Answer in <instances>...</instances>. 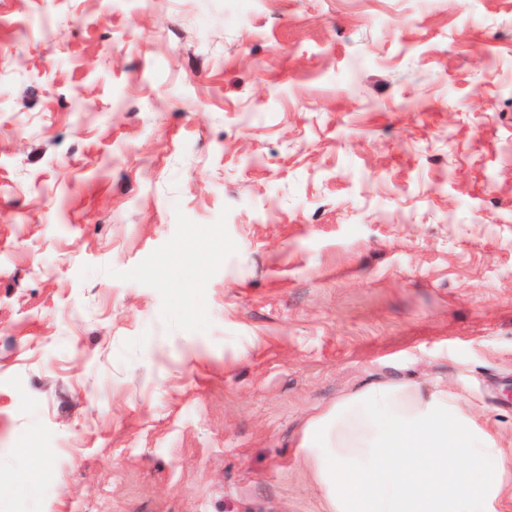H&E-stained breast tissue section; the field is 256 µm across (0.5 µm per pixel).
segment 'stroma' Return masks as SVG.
Listing matches in <instances>:
<instances>
[{"instance_id": "35a3bbf8", "label": "stroma", "mask_w": 512, "mask_h": 512, "mask_svg": "<svg viewBox=\"0 0 512 512\" xmlns=\"http://www.w3.org/2000/svg\"><path fill=\"white\" fill-rule=\"evenodd\" d=\"M405 380L512 461V0H0V512H326Z\"/></svg>"}]
</instances>
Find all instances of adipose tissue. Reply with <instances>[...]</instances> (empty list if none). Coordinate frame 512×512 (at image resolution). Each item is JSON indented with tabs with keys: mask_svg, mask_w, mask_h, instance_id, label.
<instances>
[{
	"mask_svg": "<svg viewBox=\"0 0 512 512\" xmlns=\"http://www.w3.org/2000/svg\"><path fill=\"white\" fill-rule=\"evenodd\" d=\"M303 462L328 512H496L497 437L444 385L374 382L310 418Z\"/></svg>",
	"mask_w": 512,
	"mask_h": 512,
	"instance_id": "ef3b65f1",
	"label": "adipose tissue"
}]
</instances>
